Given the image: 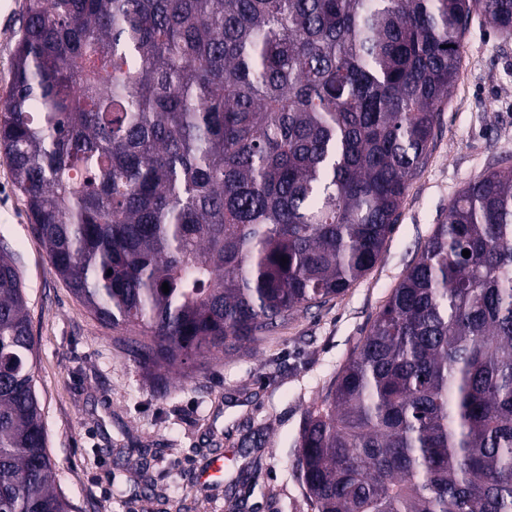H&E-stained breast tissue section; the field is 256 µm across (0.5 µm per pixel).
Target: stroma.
Returning a JSON list of instances; mask_svg holds the SVG:
<instances>
[{
	"instance_id": "1",
	"label": "stroma",
	"mask_w": 512,
	"mask_h": 512,
	"mask_svg": "<svg viewBox=\"0 0 512 512\" xmlns=\"http://www.w3.org/2000/svg\"><path fill=\"white\" fill-rule=\"evenodd\" d=\"M23 3L0 0V104ZM500 161L512 164V35L475 14L429 159L372 270L271 339L214 354L159 388L51 272L0 156V242L23 279L47 453L74 512H311L297 463L308 411L458 192ZM218 456L223 479L201 481Z\"/></svg>"
}]
</instances>
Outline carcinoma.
I'll use <instances>...</instances> for the list:
<instances>
[{"instance_id": "cac0c4a2", "label": "carcinoma", "mask_w": 512, "mask_h": 512, "mask_svg": "<svg viewBox=\"0 0 512 512\" xmlns=\"http://www.w3.org/2000/svg\"><path fill=\"white\" fill-rule=\"evenodd\" d=\"M474 13L512 32V0H24L0 152L50 270L153 379L344 295ZM298 445L311 512H512V165L459 192ZM71 509L3 244L0 512Z\"/></svg>"}]
</instances>
